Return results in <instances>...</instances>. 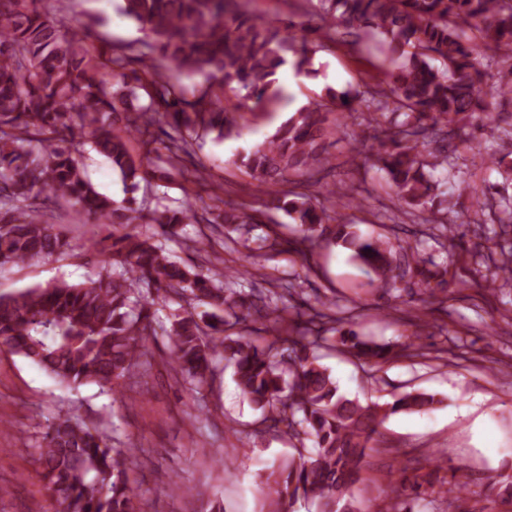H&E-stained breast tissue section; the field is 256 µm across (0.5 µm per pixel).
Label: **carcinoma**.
Masks as SVG:
<instances>
[{
	"mask_svg": "<svg viewBox=\"0 0 512 512\" xmlns=\"http://www.w3.org/2000/svg\"><path fill=\"white\" fill-rule=\"evenodd\" d=\"M248 0H122L120 12L144 34L139 68L126 70L130 46L102 42L40 7V0H0V270L61 256L69 244L44 219L40 194L66 204L81 222L155 224L91 241L100 260L97 278L85 284L56 280L15 294H0V344L43 370L59 385L113 390L147 364L151 336L172 345L171 365L183 383H205L223 360L241 395L261 411V424L312 447L271 472L264 497L281 512L285 501L317 502L319 512H358L362 471L378 426L400 411L424 413L435 395L406 393L381 407L338 393L319 350L349 353L375 366L398 354L418 356L416 341L428 323H413V340L394 352L358 330L360 306L333 297L301 307L293 284L256 295L233 267L187 266L160 243L179 236L184 224H222L244 262L257 251H275V229L253 234V208L224 201L222 186L197 209L185 198L151 207L129 197L111 201L85 180L80 157L86 145L108 159L126 187L136 190L157 174L185 173L191 144L159 133L170 127L217 140L240 135L242 113L273 100L278 74L290 64L311 73L313 55L326 42L358 44L380 36L396 67L364 91L325 89L298 109L263 143L242 157L251 178L266 187L265 207L293 220L295 253L306 268L315 247L338 239L355 246L354 257L383 287L412 285L436 299L452 284L448 262L422 255L424 237L454 240L449 198L464 193L450 170L474 162L456 154L453 142L471 128L501 141V156L481 142L467 146L499 167L512 155V128L502 127L483 95L512 94V82L495 78L482 60H512V0H317L311 18L267 20ZM201 76L187 89L177 75ZM240 97L234 108L224 94ZM371 128L370 146L356 148L347 163L377 169L398 204L432 233L420 230L395 242L363 239L346 231L336 204L353 207L356 188L327 178L336 169L327 140L351 120ZM464 163H459L460 159ZM297 174L303 181L296 183ZM320 185L325 201L305 192ZM500 263L489 276L512 281V224L494 233ZM191 300L210 307L206 318L186 312L169 323L157 305ZM256 316L272 339L258 345L241 333ZM36 463L56 512H136L130 475L140 466L138 446L121 443L103 428H90L66 413L43 432ZM386 512H417L418 481Z\"/></svg>",
	"mask_w": 512,
	"mask_h": 512,
	"instance_id": "obj_1",
	"label": "carcinoma"
}]
</instances>
